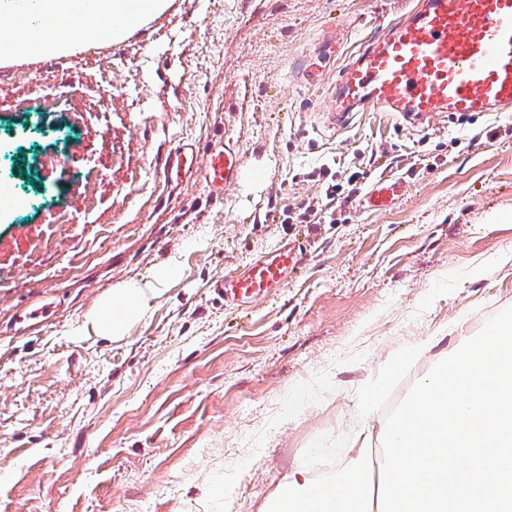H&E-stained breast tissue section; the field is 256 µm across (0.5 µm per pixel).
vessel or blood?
Returning a JSON list of instances; mask_svg holds the SVG:
<instances>
[{"mask_svg": "<svg viewBox=\"0 0 512 512\" xmlns=\"http://www.w3.org/2000/svg\"><path fill=\"white\" fill-rule=\"evenodd\" d=\"M329 97L338 118L355 108H373L396 113L411 127L448 112L465 116L511 110L512 0H418L362 49ZM241 167L228 142L203 153L185 142L161 163L171 182L200 173L206 194L215 200L238 183ZM402 188V181L378 178L363 204L383 209ZM306 256V246L287 239L225 272L211 286L225 305L249 308L275 296Z\"/></svg>", "mask_w": 512, "mask_h": 512, "instance_id": "b4317fda", "label": "vessel or blood"}]
</instances>
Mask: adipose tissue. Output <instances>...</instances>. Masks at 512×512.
<instances>
[{
    "instance_id": "adipose-tissue-1",
    "label": "adipose tissue",
    "mask_w": 512,
    "mask_h": 512,
    "mask_svg": "<svg viewBox=\"0 0 512 512\" xmlns=\"http://www.w3.org/2000/svg\"><path fill=\"white\" fill-rule=\"evenodd\" d=\"M169 0H0V59L12 62L80 52L79 29L96 24L99 39L119 42L133 29L162 14ZM41 36H31V29ZM180 272L175 262L157 268L148 278L126 282L104 294L84 316L90 338L124 339L165 286ZM436 337L392 351L380 374L356 406L358 418L373 417L383 392L396 379L428 360ZM379 468L366 447L350 449L344 468L317 475L310 463L293 464L261 506V512H378Z\"/></svg>"
}]
</instances>
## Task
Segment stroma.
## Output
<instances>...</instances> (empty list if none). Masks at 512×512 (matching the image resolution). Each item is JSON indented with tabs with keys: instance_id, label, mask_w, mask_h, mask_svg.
Wrapping results in <instances>:
<instances>
[{
	"instance_id": "35a3bbf8",
	"label": "stroma",
	"mask_w": 512,
	"mask_h": 512,
	"mask_svg": "<svg viewBox=\"0 0 512 512\" xmlns=\"http://www.w3.org/2000/svg\"><path fill=\"white\" fill-rule=\"evenodd\" d=\"M417 0H171L124 41L0 66V512H260L393 349L446 351L512 307V112L331 124L343 68ZM93 98L42 107L45 70ZM238 184L166 182L183 140ZM379 176L401 195L360 201ZM335 193H328V186ZM321 211L301 224L305 206ZM303 272L249 309L210 284L284 239ZM178 277L121 341L82 333L119 284ZM49 316L24 320L41 305ZM231 482L230 500L209 496ZM241 159L230 141L214 145L201 156L195 143L184 142L169 152L161 163V171L170 181H178L198 170L206 194L215 200L236 185L241 172Z\"/></svg>"
}]
</instances>
